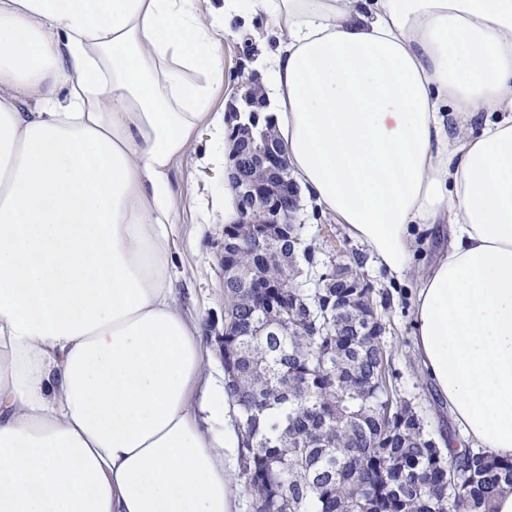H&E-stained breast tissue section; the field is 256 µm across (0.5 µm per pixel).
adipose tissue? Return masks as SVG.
<instances>
[{
	"instance_id": "1",
	"label": "adipose tissue",
	"mask_w": 512,
	"mask_h": 512,
	"mask_svg": "<svg viewBox=\"0 0 512 512\" xmlns=\"http://www.w3.org/2000/svg\"><path fill=\"white\" fill-rule=\"evenodd\" d=\"M255 11L292 180L394 280L439 244L414 355L512 459V0H0V512H236L171 170Z\"/></svg>"
}]
</instances>
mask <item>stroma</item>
<instances>
[{
	"mask_svg": "<svg viewBox=\"0 0 512 512\" xmlns=\"http://www.w3.org/2000/svg\"><path fill=\"white\" fill-rule=\"evenodd\" d=\"M266 36L262 16L249 24L233 22L220 37L225 79L217 90L212 110L224 108L231 94L246 79L258 58ZM178 222L174 227L179 246L176 275L179 305L199 323L213 354L205 361L207 372L224 373V270L218 254L224 249V219L212 203L224 195V146L207 128H200L171 173ZM299 223L322 252L353 264L373 289L374 301L385 324L383 341L390 356V378L396 398L411 403L427 420L434 435L456 437L450 418L440 417L432 396V383L413 353V282L398 283L375 263L368 247L350 236L346 225L315 201H300Z\"/></svg>",
	"mask_w": 512,
	"mask_h": 512,
	"instance_id": "obj_1",
	"label": "stroma"
}]
</instances>
